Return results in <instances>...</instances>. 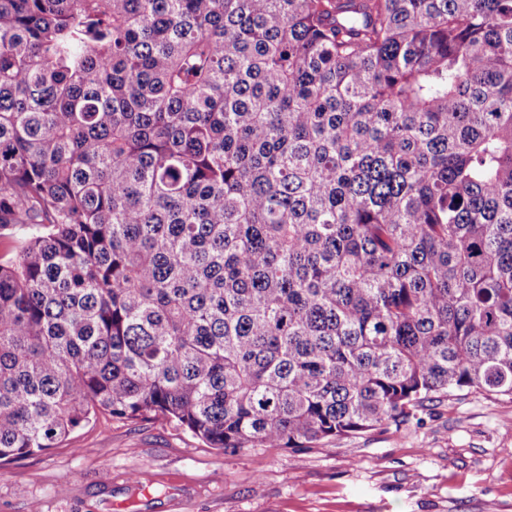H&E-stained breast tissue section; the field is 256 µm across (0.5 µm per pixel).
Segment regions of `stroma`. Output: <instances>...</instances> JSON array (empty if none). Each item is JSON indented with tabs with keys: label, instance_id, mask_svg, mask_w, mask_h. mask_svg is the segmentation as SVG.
<instances>
[{
	"label": "stroma",
	"instance_id": "stroma-1",
	"mask_svg": "<svg viewBox=\"0 0 512 512\" xmlns=\"http://www.w3.org/2000/svg\"><path fill=\"white\" fill-rule=\"evenodd\" d=\"M0 512H512V399L465 393L400 427L236 451L103 412L0 464Z\"/></svg>",
	"mask_w": 512,
	"mask_h": 512
}]
</instances>
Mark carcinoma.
<instances>
[{
  "label": "carcinoma",
  "instance_id": "carcinoma-1",
  "mask_svg": "<svg viewBox=\"0 0 512 512\" xmlns=\"http://www.w3.org/2000/svg\"><path fill=\"white\" fill-rule=\"evenodd\" d=\"M464 390L512 398V0H0V461Z\"/></svg>",
  "mask_w": 512,
  "mask_h": 512
}]
</instances>
